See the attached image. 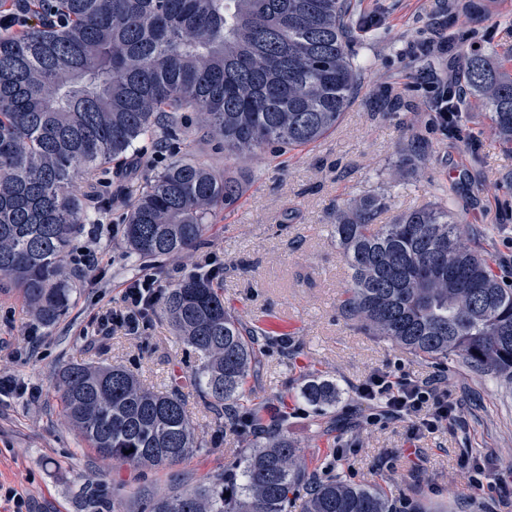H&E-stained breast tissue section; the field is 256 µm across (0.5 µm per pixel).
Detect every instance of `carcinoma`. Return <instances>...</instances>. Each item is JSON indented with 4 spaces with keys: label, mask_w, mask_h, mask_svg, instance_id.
Wrapping results in <instances>:
<instances>
[{
    "label": "carcinoma",
    "mask_w": 512,
    "mask_h": 512,
    "mask_svg": "<svg viewBox=\"0 0 512 512\" xmlns=\"http://www.w3.org/2000/svg\"><path fill=\"white\" fill-rule=\"evenodd\" d=\"M62 20L0 35V276L52 326L72 288L62 264L75 228L92 223L81 180L103 181L138 142L175 131L198 112L237 156L280 154L336 129L358 79L345 19L348 0H51ZM467 94L512 144V73L492 54H464ZM239 192L205 162L183 157L147 176L125 236L143 266L185 257ZM386 195L356 197L336 212V243L350 270L342 315L427 359L455 357L512 388V286L464 238L463 220L428 204L388 224ZM164 313L199 353L195 390L232 424L258 423L261 406L233 416L268 332L224 304L203 272L176 281ZM64 413L104 460L179 462L199 448L182 396L146 389L119 366L70 363L58 373ZM301 395L317 412L336 406V383L312 377ZM251 451L192 490L154 497L143 512H392L386 495L334 474L309 481L296 444L271 425L246 433ZM132 453H126L128 449Z\"/></svg>",
    "instance_id": "carcinoma-1"
}]
</instances>
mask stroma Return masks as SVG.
<instances>
[{"mask_svg": "<svg viewBox=\"0 0 512 512\" xmlns=\"http://www.w3.org/2000/svg\"><path fill=\"white\" fill-rule=\"evenodd\" d=\"M505 0H351L349 49L363 68L336 131L280 159L226 154L206 136L197 113H185L182 134L162 155L147 153L113 167L108 182L85 189L103 231L99 265L72 279L68 313L41 327L26 360L12 348L35 319L18 289L0 290V377L39 386L38 399L0 401V485L23 490L35 512H84L95 492L120 512H140L142 497L192 489L223 473L247 443L183 386L201 447L173 465L136 468L104 460L70 426L56 393V375L71 362L119 365L150 390L164 393L202 357L179 342L162 311L136 338L121 330L88 335L91 313L116 306L123 284L142 267L123 228L147 175L193 155L237 181L239 197L212 224L201 245L180 259L184 271L213 257L224 301L249 323L272 330L261 365L247 379L248 404L266 406V421L284 418L309 474L323 479L337 463L349 482L382 490L396 512H507L512 507V390L461 362L427 361L370 335L338 309L349 272L332 234L336 211L368 192L388 193L394 216L436 203L459 214L464 230L492 256L499 280H512V147L494 135L489 112L472 107L456 136L434 120L428 102L433 75L462 70L465 45L512 51V12ZM459 34L452 52L434 43ZM413 148L417 175L396 160ZM380 369L416 380H445L458 419L411 438L407 423L379 417L355 388ZM335 382V409L320 414L300 396L308 376Z\"/></svg>", "mask_w": 512, "mask_h": 512, "instance_id": "stroma-1", "label": "stroma"}]
</instances>
